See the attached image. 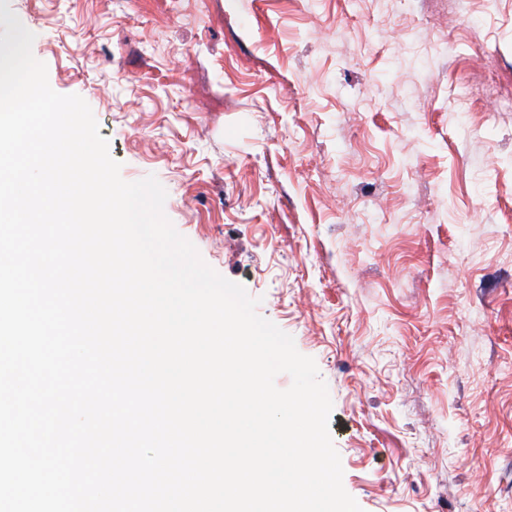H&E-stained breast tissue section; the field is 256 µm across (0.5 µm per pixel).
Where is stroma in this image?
Wrapping results in <instances>:
<instances>
[{
    "label": "stroma",
    "instance_id": "obj_1",
    "mask_svg": "<svg viewBox=\"0 0 512 512\" xmlns=\"http://www.w3.org/2000/svg\"><path fill=\"white\" fill-rule=\"evenodd\" d=\"M9 8L315 360L363 512H512V0Z\"/></svg>",
    "mask_w": 512,
    "mask_h": 512
}]
</instances>
